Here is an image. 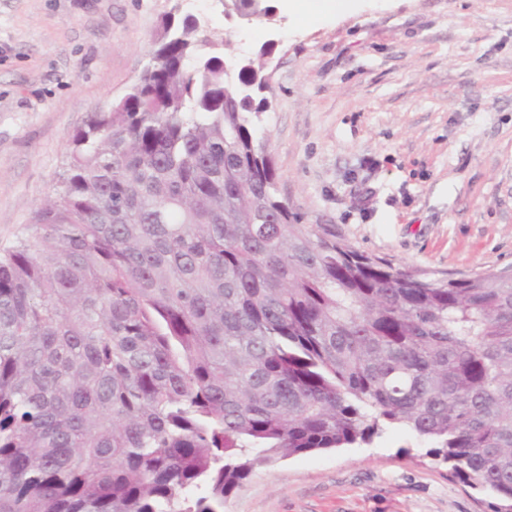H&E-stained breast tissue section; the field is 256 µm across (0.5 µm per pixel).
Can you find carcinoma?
I'll list each match as a JSON object with an SVG mask.
<instances>
[{
    "label": "carcinoma",
    "mask_w": 512,
    "mask_h": 512,
    "mask_svg": "<svg viewBox=\"0 0 512 512\" xmlns=\"http://www.w3.org/2000/svg\"><path fill=\"white\" fill-rule=\"evenodd\" d=\"M231 57L167 17L0 253V512H224L403 426L512 512V274L422 279L300 223Z\"/></svg>",
    "instance_id": "carcinoma-1"
}]
</instances>
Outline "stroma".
Wrapping results in <instances>:
<instances>
[{
    "label": "stroma",
    "instance_id": "stroma-1",
    "mask_svg": "<svg viewBox=\"0 0 512 512\" xmlns=\"http://www.w3.org/2000/svg\"><path fill=\"white\" fill-rule=\"evenodd\" d=\"M229 0H0V252L56 186L71 137L136 82L162 20L230 53L277 41L261 115L302 223L423 278L512 265V0H353L310 22ZM406 429L264 465L224 512H491Z\"/></svg>",
    "mask_w": 512,
    "mask_h": 512
}]
</instances>
